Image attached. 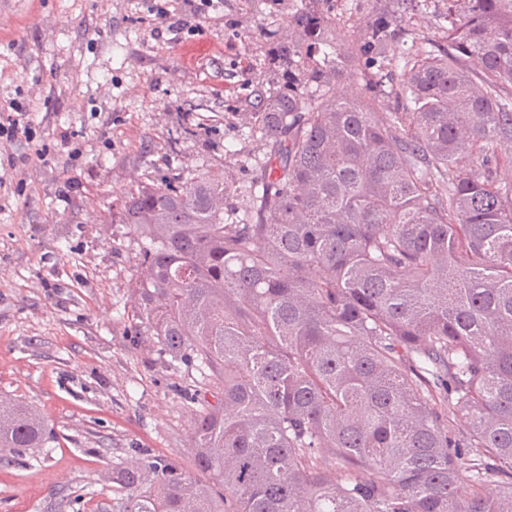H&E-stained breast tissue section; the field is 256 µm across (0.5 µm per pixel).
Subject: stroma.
Wrapping results in <instances>:
<instances>
[{"label":"stroma","instance_id":"stroma-1","mask_svg":"<svg viewBox=\"0 0 512 512\" xmlns=\"http://www.w3.org/2000/svg\"><path fill=\"white\" fill-rule=\"evenodd\" d=\"M0 0V114L29 109L28 133L0 134V397L37 409L43 447L0 464V512H112V467L140 448L192 467L194 375L163 367L132 317L139 247L112 221L140 182L207 175L247 194L259 174L244 119L275 88L270 29L301 0ZM353 36L396 0H335ZM404 48L444 47L443 0L402 22ZM67 139H60L61 131Z\"/></svg>","mask_w":512,"mask_h":512}]
</instances>
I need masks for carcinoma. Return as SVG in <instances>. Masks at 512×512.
<instances>
[{
  "mask_svg": "<svg viewBox=\"0 0 512 512\" xmlns=\"http://www.w3.org/2000/svg\"><path fill=\"white\" fill-rule=\"evenodd\" d=\"M324 2L270 31L287 89L249 113L243 218L206 176L112 214L143 333L200 373L198 476L138 448L112 467L117 512H512V0H448V48L406 53L393 112L398 17L325 52ZM342 78L363 91L334 97ZM45 435L0 405V460Z\"/></svg>",
  "mask_w": 512,
  "mask_h": 512,
  "instance_id": "1",
  "label": "carcinoma"
}]
</instances>
